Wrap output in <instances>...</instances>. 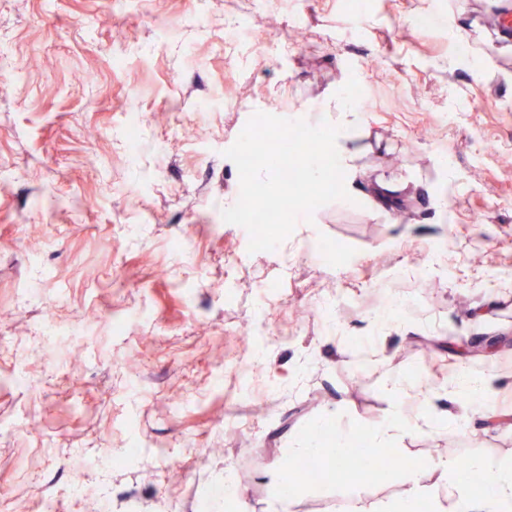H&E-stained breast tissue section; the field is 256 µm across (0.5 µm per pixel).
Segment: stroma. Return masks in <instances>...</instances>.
Listing matches in <instances>:
<instances>
[{
	"label": "stroma",
	"mask_w": 512,
	"mask_h": 512,
	"mask_svg": "<svg viewBox=\"0 0 512 512\" xmlns=\"http://www.w3.org/2000/svg\"><path fill=\"white\" fill-rule=\"evenodd\" d=\"M495 5L0 0V512H224L228 472L243 512H270L273 471L329 417L357 438L399 412L398 459L512 464V39ZM229 14L246 39L225 42ZM355 88L364 143L388 146L359 165L418 185L403 222L336 200L250 251L222 218L240 194L225 150L255 112L316 125ZM419 370L494 377V414L451 422L462 400L421 394ZM409 492L299 478L294 510L397 512Z\"/></svg>",
	"instance_id": "obj_1"
}]
</instances>
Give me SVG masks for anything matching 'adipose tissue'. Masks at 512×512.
Masks as SVG:
<instances>
[{"mask_svg": "<svg viewBox=\"0 0 512 512\" xmlns=\"http://www.w3.org/2000/svg\"><path fill=\"white\" fill-rule=\"evenodd\" d=\"M363 124L362 112L349 102L344 93H337L336 118L332 123L335 131L332 160L337 170L343 172L352 184L356 183L360 168L357 164L359 150L353 145L350 134ZM316 452V446L307 441L298 442L296 447L290 450L288 462L282 463L276 471L272 497L273 512H291V464L304 460ZM472 467L488 478V488L484 492H472L469 484L460 478L459 466L452 462H433L426 467L403 462L395 467L394 472L411 485V502L432 499L431 488L423 482L426 472L432 470L441 481L454 487L455 512H512V465L507 466L496 460L483 458L474 460Z\"/></svg>", "mask_w": 512, "mask_h": 512, "instance_id": "adipose-tissue-1", "label": "adipose tissue"}]
</instances>
